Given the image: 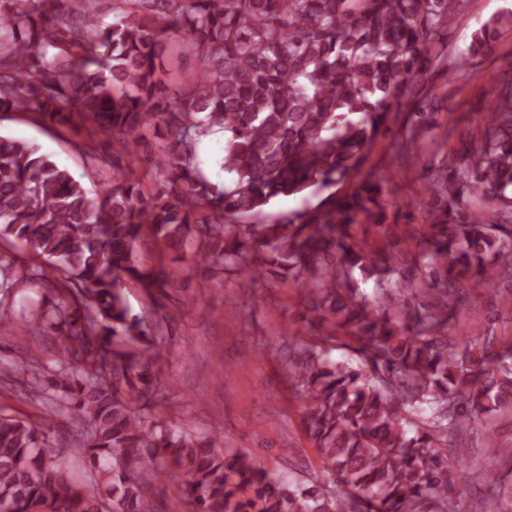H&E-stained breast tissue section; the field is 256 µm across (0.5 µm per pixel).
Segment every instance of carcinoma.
<instances>
[{
  "label": "carcinoma",
  "instance_id": "carcinoma-1",
  "mask_svg": "<svg viewBox=\"0 0 512 512\" xmlns=\"http://www.w3.org/2000/svg\"><path fill=\"white\" fill-rule=\"evenodd\" d=\"M107 23L85 0H0V112L88 121L112 148V182L85 185L34 144L0 135V237L31 247L64 282L62 300L0 322L41 324L62 340L50 387L89 428L74 448L86 480L48 448L51 424L0 413V512H157L150 493L172 472L190 512H456L467 473L448 440L472 420L512 412V344L448 336L464 283L512 264V80L496 87L479 141L448 157L408 231L425 248L365 249L351 232L375 224L378 179L272 224H243L273 200L351 178L390 116L418 94L429 45L466 0H121ZM512 15L475 33V56ZM201 62L171 87L174 44ZM434 104L414 105L413 128ZM154 130V187L126 156ZM224 132L219 184L197 159ZM190 251L251 288L270 273L309 290L318 324L288 356L305 427L320 458L307 482L281 480L252 457L138 412L159 386L166 350L130 313L125 284L146 292L159 272L139 244ZM378 276L374 300L354 271ZM0 261V286L36 280ZM359 364L329 357L336 332ZM487 453L512 463L488 431Z\"/></svg>",
  "mask_w": 512,
  "mask_h": 512
}]
</instances>
